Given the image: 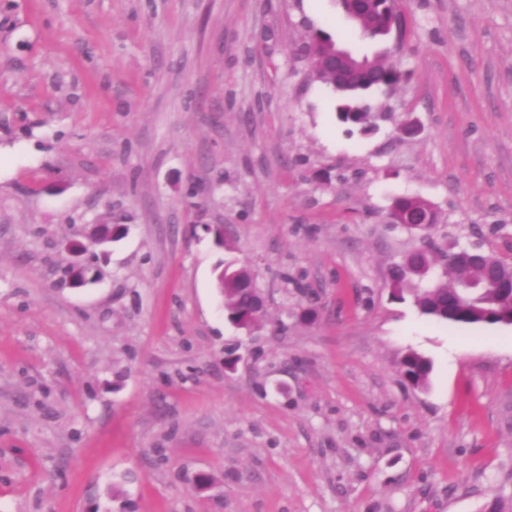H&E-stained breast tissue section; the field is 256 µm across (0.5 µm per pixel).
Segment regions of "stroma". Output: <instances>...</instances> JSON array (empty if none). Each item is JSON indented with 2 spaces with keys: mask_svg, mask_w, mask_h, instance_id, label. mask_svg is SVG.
<instances>
[{
  "mask_svg": "<svg viewBox=\"0 0 512 512\" xmlns=\"http://www.w3.org/2000/svg\"><path fill=\"white\" fill-rule=\"evenodd\" d=\"M400 9L374 43L337 0H0V512L512 498V326L392 300L419 241L386 219L421 197L438 234L512 263V0ZM319 30L404 73L365 98L372 132L309 78ZM90 224L129 233L68 251ZM207 224L267 300L252 334L224 319ZM76 261L99 281L71 286ZM401 374L405 383L414 388H424L428 385L431 372V362L416 351H408L400 363Z\"/></svg>",
  "mask_w": 512,
  "mask_h": 512,
  "instance_id": "stroma-1",
  "label": "stroma"
}]
</instances>
